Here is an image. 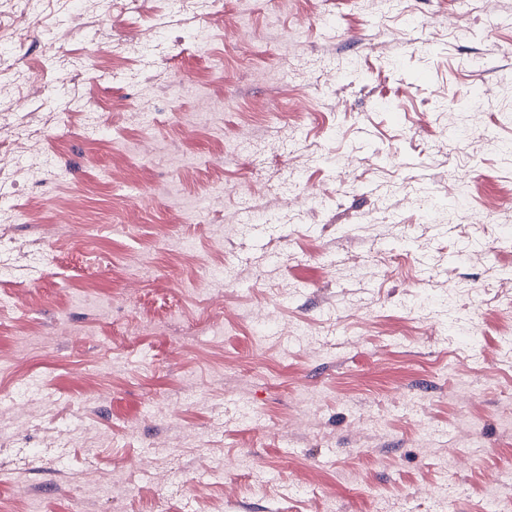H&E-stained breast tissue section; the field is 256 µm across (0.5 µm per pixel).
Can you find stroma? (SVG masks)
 I'll use <instances>...</instances> for the list:
<instances>
[{
  "instance_id": "obj_1",
  "label": "stroma",
  "mask_w": 512,
  "mask_h": 512,
  "mask_svg": "<svg viewBox=\"0 0 512 512\" xmlns=\"http://www.w3.org/2000/svg\"><path fill=\"white\" fill-rule=\"evenodd\" d=\"M17 24L0 143L38 137L0 150V512L512 505V210L483 215L512 197V0H0ZM279 131L261 173L236 156ZM203 264L235 282L189 291Z\"/></svg>"
}]
</instances>
